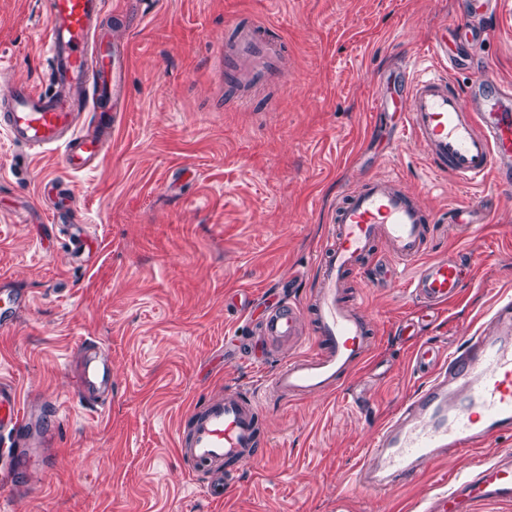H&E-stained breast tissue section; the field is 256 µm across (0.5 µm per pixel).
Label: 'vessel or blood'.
<instances>
[{"instance_id": "obj_1", "label": "vessel or blood", "mask_w": 512, "mask_h": 512, "mask_svg": "<svg viewBox=\"0 0 512 512\" xmlns=\"http://www.w3.org/2000/svg\"><path fill=\"white\" fill-rule=\"evenodd\" d=\"M507 0H465L463 31L481 42V21L500 15ZM45 43L54 93L26 84L0 100V129L17 146L58 153L65 169H93L126 106L127 57L117 51L111 31L99 19L105 0H48ZM433 65L402 61L401 80L387 87L374 112H392L389 146L419 144L430 168L466 185L486 179L512 183V82L458 90L449 72L459 60L448 43L436 39ZM288 45L274 27L255 17L235 22L224 44V71L230 84L263 85L279 79ZM98 114L83 126L86 106ZM439 216L421 205L388 176L375 175L347 187L329 211L331 230L316 262L312 296L282 298L256 321V340L247 359L265 360L272 343H298L314 333L315 346L282 361L272 374L279 394L306 398L342 389L368 358L375 339L373 321L361 311L357 285L368 276L387 275L379 245L392 260L410 268L411 296L420 311L434 312L458 300L475 277L470 259L451 252L423 261ZM416 364L426 378L421 390L377 430L357 474L374 497L388 486L420 473L448 451L471 456L466 474L455 476L435 494L425 512H475L487 502L512 503V460L486 461L483 448L512 434V298L502 297L490 318L461 345L442 351L418 340ZM112 386L108 359L81 354L77 388L91 395ZM260 402L238 390L194 407L178 431L179 455L206 480L213 498L254 461L267 444ZM0 431L15 435L9 467L0 469V491L23 487L30 447H52L54 427L32 431L21 414L19 396L0 383Z\"/></svg>"}]
</instances>
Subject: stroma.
Segmentation results:
<instances>
[{
	"instance_id": "35a3bbf8",
	"label": "stroma",
	"mask_w": 512,
	"mask_h": 512,
	"mask_svg": "<svg viewBox=\"0 0 512 512\" xmlns=\"http://www.w3.org/2000/svg\"><path fill=\"white\" fill-rule=\"evenodd\" d=\"M462 0H106L102 25L128 56V105L106 153L87 172L56 155L27 159L0 134V289L26 298L0 331V382L21 407L56 422L50 462L34 487L0 512H335L350 489L353 512H421L472 459L451 455L372 500L353 478L374 430L422 380L411 343L396 334L412 314L409 270L365 281L361 307L377 326L367 363L341 393L291 400L269 391L287 358L264 367L226 362L254 326L233 304L282 292L308 296L327 241L328 209L344 187L391 175L436 212L473 210L439 225L427 253H467L476 268L461 299L415 334L448 348L471 336L500 294H512V185L462 186L433 174L422 148L394 158L372 132L376 92L392 64L422 55L442 27L449 53L469 64L455 84L512 82V16L490 23L478 46L451 26ZM273 22L288 40L277 88L238 106L219 68L235 20ZM46 0H0V97L19 84L49 86ZM59 180L74 223L55 221L43 184ZM92 239L73 255L76 227ZM107 355L112 389H76L80 346ZM229 388L255 393L268 445L223 499L178 454V422Z\"/></svg>"
}]
</instances>
